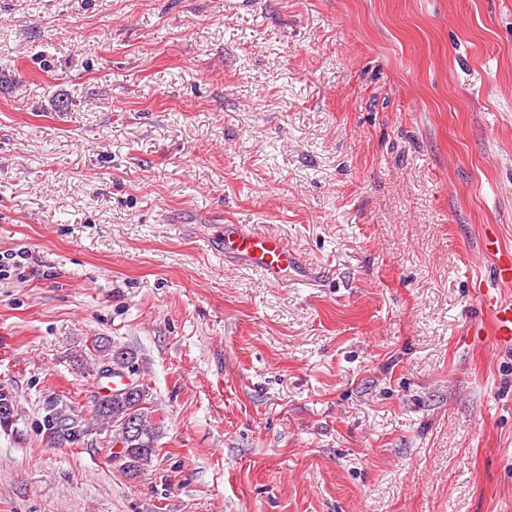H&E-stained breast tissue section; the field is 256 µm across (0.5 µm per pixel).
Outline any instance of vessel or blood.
I'll use <instances>...</instances> for the list:
<instances>
[{"instance_id": "1", "label": "vessel or blood", "mask_w": 512, "mask_h": 512, "mask_svg": "<svg viewBox=\"0 0 512 512\" xmlns=\"http://www.w3.org/2000/svg\"><path fill=\"white\" fill-rule=\"evenodd\" d=\"M212 251L236 267L255 272L261 282L276 286L287 279L307 285L317 273L279 236L247 224L214 225L209 238ZM484 249L495 258L494 277L503 285L512 284V254L504 252L495 234L486 235ZM480 304L493 319V336L497 343L512 347V299L489 290L479 293Z\"/></svg>"}]
</instances>
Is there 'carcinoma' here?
<instances>
[{
    "instance_id": "1",
    "label": "carcinoma",
    "mask_w": 512,
    "mask_h": 512,
    "mask_svg": "<svg viewBox=\"0 0 512 512\" xmlns=\"http://www.w3.org/2000/svg\"><path fill=\"white\" fill-rule=\"evenodd\" d=\"M100 357L107 360L108 371L131 375L139 373L135 365L134 353L120 348L100 345ZM148 387L140 384L135 396L119 390L97 400L89 415L68 414L57 403L48 408L41 432L47 441L55 446L79 445L92 431L112 433L110 442L121 445L123 471L131 479H136L151 464L156 456L159 431L148 407Z\"/></svg>"
}]
</instances>
